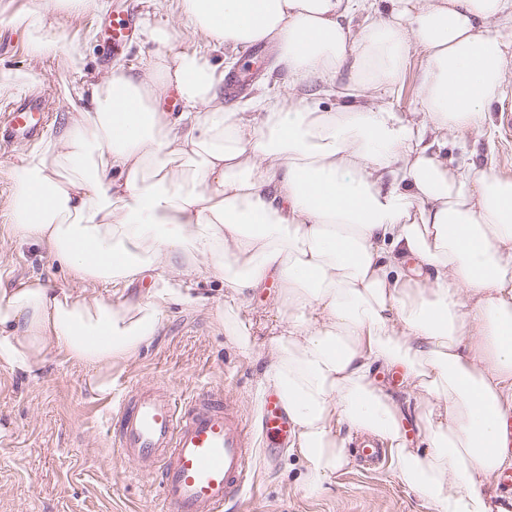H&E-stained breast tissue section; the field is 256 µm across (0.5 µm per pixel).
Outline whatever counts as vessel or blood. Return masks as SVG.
Here are the masks:
<instances>
[{"label":"vessel or blood","mask_w":512,"mask_h":512,"mask_svg":"<svg viewBox=\"0 0 512 512\" xmlns=\"http://www.w3.org/2000/svg\"><path fill=\"white\" fill-rule=\"evenodd\" d=\"M135 30L134 11L115 18L113 49ZM50 108L49 99L21 97L0 114V142L38 139ZM260 429L253 439L236 401L209 391L181 400L169 384L155 382L123 397L112 419V446L121 461L154 475L164 512H224L248 493L256 453L272 454L273 444L292 432L277 392L262 400Z\"/></svg>","instance_id":"obj_1"}]
</instances>
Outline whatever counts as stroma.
Here are the masks:
<instances>
[{
	"label": "stroma",
	"mask_w": 512,
	"mask_h": 512,
	"mask_svg": "<svg viewBox=\"0 0 512 512\" xmlns=\"http://www.w3.org/2000/svg\"><path fill=\"white\" fill-rule=\"evenodd\" d=\"M107 16L71 13L60 16L68 38L77 39L79 53L61 46L49 57L33 59L23 27L0 26V74L30 73L28 83L0 84V113L32 93L53 102L48 130L60 129L75 102L70 98L77 70L105 75L113 65H139L153 50L134 39L113 53L106 32L114 16L146 10L145 0H109ZM512 108V83L493 107L489 132L448 140V163L492 160L497 173L512 176V142L501 132L502 114ZM24 144L0 148V282L16 288L38 275L51 287L88 297L100 286L73 279L34 244L11 239V172L27 152ZM208 302L186 310L172 306L156 336L130 359L113 364L112 391L93 392L91 368L48 351L37 379L0 365V512H160L157 484L137 477L134 466L113 454L110 426L120 396L132 387L154 381L170 384L177 397L201 390L237 400L245 416L259 418L256 376L267 352L268 329L278 323L275 298L279 283L268 282L245 309L262 323L252 354H244L215 320L211 303L224 282L197 285ZM276 461L258 458L254 491L246 512H429L426 503L403 485L390 466L375 471L349 464L324 490L308 493L302 459L287 444L276 450Z\"/></svg>",
	"instance_id": "35a3bbf8"
}]
</instances>
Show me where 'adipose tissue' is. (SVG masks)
Returning <instances> with one entry per match:
<instances>
[{"label": "adipose tissue", "instance_id": "adipose-tissue-1", "mask_svg": "<svg viewBox=\"0 0 512 512\" xmlns=\"http://www.w3.org/2000/svg\"><path fill=\"white\" fill-rule=\"evenodd\" d=\"M106 0H34L19 17L32 57L54 54V18ZM145 13L140 67L80 75L81 111L12 171L15 240L113 289L151 278L145 301L77 296L32 277L0 284V365L37 376L48 350L112 364L156 335L190 283L222 278L214 315L245 354L242 315L268 281L281 320L257 379L293 424L309 493L349 465L346 433L385 445L430 512H512V177L452 167L449 135L482 132L508 82L498 33L512 0H170ZM359 29H352L356 13ZM235 51L274 46L287 91L224 105V72L183 35ZM417 109L392 98L412 52ZM320 85L328 107L295 90ZM176 92L181 111L160 103ZM402 369L425 445L411 447L378 369Z\"/></svg>", "mask_w": 512, "mask_h": 512}]
</instances>
